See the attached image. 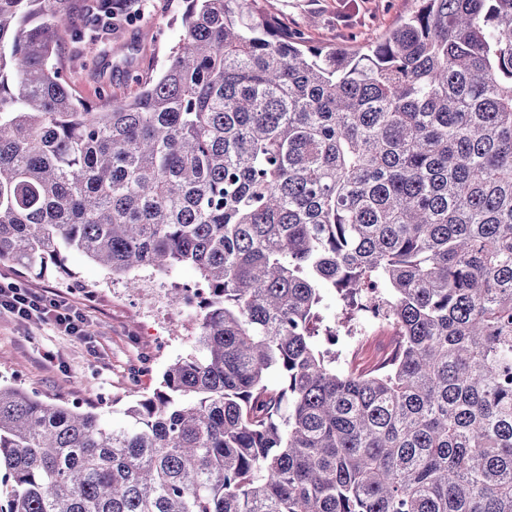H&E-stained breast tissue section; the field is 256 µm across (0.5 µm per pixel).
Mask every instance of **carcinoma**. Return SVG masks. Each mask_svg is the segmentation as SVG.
<instances>
[{
	"mask_svg": "<svg viewBox=\"0 0 512 512\" xmlns=\"http://www.w3.org/2000/svg\"><path fill=\"white\" fill-rule=\"evenodd\" d=\"M187 3L90 105L67 0H0V262L200 277L124 424L0 386V512H512V0H414L358 48ZM370 289L397 345L357 374L325 299Z\"/></svg>",
	"mask_w": 512,
	"mask_h": 512,
	"instance_id": "carcinoma-1",
	"label": "carcinoma"
}]
</instances>
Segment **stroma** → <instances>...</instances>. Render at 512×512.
I'll return each mask as SVG.
<instances>
[{"label": "stroma", "mask_w": 512, "mask_h": 512, "mask_svg": "<svg viewBox=\"0 0 512 512\" xmlns=\"http://www.w3.org/2000/svg\"><path fill=\"white\" fill-rule=\"evenodd\" d=\"M289 32L310 44L352 46L375 40L408 13L413 0H263ZM184 0H145L134 19L98 32L96 62L84 65L82 33L101 0H69L74 30L61 42L58 64L73 92L92 103L129 96L138 78L158 71L181 34ZM67 274L42 276L0 262V273L37 290H51L87 306V333L69 336L53 324L0 314V383L48 400L96 406L108 422H124L138 394L152 392L168 364L191 353L193 307L173 310L167 288L194 285V268L140 274L136 287L112 283L83 253L65 256Z\"/></svg>", "instance_id": "35a3bbf8"}]
</instances>
